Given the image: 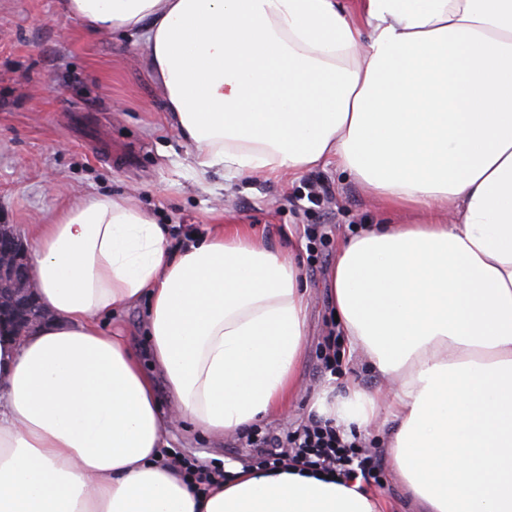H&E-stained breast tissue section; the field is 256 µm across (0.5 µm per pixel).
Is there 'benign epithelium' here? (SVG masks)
Returning <instances> with one entry per match:
<instances>
[{
	"label": "benign epithelium",
	"instance_id": "7a95c632",
	"mask_svg": "<svg viewBox=\"0 0 512 512\" xmlns=\"http://www.w3.org/2000/svg\"><path fill=\"white\" fill-rule=\"evenodd\" d=\"M9 317L20 331L45 320L47 311L36 300L22 240L7 225L0 226V317Z\"/></svg>",
	"mask_w": 512,
	"mask_h": 512
}]
</instances>
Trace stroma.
<instances>
[{
	"mask_svg": "<svg viewBox=\"0 0 512 512\" xmlns=\"http://www.w3.org/2000/svg\"><path fill=\"white\" fill-rule=\"evenodd\" d=\"M141 46L109 33H86L59 0H0V224L28 238L30 224L65 204L67 195L135 194L161 224L190 237L218 224H247L271 248L297 252L311 290L307 335L299 369L301 394L287 416L259 431H292L306 420L314 389L345 382L375 389L387 381L362 361L330 372L335 329L326 272L338 240L383 216L368 187L329 164L300 178L254 173L225 180L196 175L188 147L162 121L163 94L143 67ZM63 178L66 194L51 188ZM331 200L308 197L310 182ZM325 225L324 247L311 251L307 225ZM172 448L208 466L257 462L241 434L215 439L190 423L174 426Z\"/></svg>",
	"mask_w": 512,
	"mask_h": 512,
	"instance_id": "35a3bbf8",
	"label": "stroma"
}]
</instances>
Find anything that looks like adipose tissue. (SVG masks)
Instances as JSON below:
<instances>
[{
	"mask_svg": "<svg viewBox=\"0 0 512 512\" xmlns=\"http://www.w3.org/2000/svg\"><path fill=\"white\" fill-rule=\"evenodd\" d=\"M140 45L197 173L337 163L422 224H369L327 272L348 359L391 378L315 393L344 437L378 424L416 512H512V0H62ZM52 319L0 324V512H383L361 479L238 464L197 490L174 419L224 436L285 414L308 288L245 224L175 248L122 195L34 225ZM147 304L156 365L102 320ZM175 401L160 409L156 375Z\"/></svg>",
	"mask_w": 512,
	"mask_h": 512,
	"instance_id": "obj_1",
	"label": "adipose tissue"
}]
</instances>
